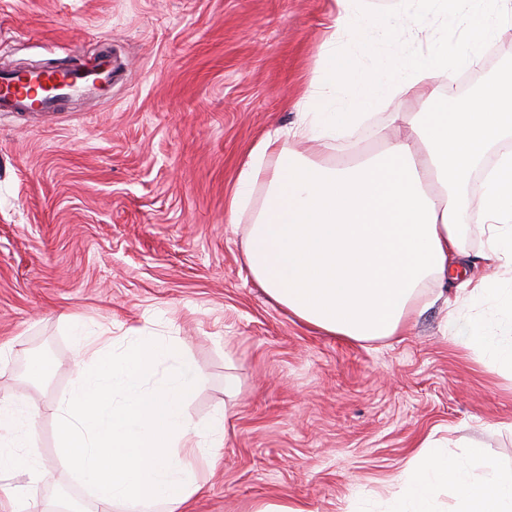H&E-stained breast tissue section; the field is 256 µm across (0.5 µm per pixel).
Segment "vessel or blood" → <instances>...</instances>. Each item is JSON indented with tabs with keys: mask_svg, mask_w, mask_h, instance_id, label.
<instances>
[{
	"mask_svg": "<svg viewBox=\"0 0 512 512\" xmlns=\"http://www.w3.org/2000/svg\"><path fill=\"white\" fill-rule=\"evenodd\" d=\"M112 84V64L86 73L70 65L25 75L0 74V112H54L61 99L82 90L105 89Z\"/></svg>",
	"mask_w": 512,
	"mask_h": 512,
	"instance_id": "b4317fda",
	"label": "vessel or blood"
}]
</instances>
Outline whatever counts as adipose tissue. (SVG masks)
<instances>
[{
	"label": "adipose tissue",
	"mask_w": 512,
	"mask_h": 512,
	"mask_svg": "<svg viewBox=\"0 0 512 512\" xmlns=\"http://www.w3.org/2000/svg\"><path fill=\"white\" fill-rule=\"evenodd\" d=\"M469 2L397 0V10L412 29L424 5L442 20L470 24ZM337 3L334 29L321 45L330 66L310 89L305 110L251 151L227 203L230 220H237L247 189L260 181L268 186L259 219L247 227L246 265L289 314L352 341L399 335L423 309L443 303L448 337L476 352L488 370L512 374V151L499 149L512 136V73L458 96L448 74L480 68L482 58L443 44L403 62L389 59L379 76L363 78L335 57L337 40L365 20L353 0ZM340 93L350 107L342 116L334 110ZM407 99L419 101L420 111H404ZM380 104L394 107L375 131L381 153L354 148L329 168L285 147L305 140L332 148ZM480 169L474 212L469 195ZM469 235L482 240L494 275L460 278L459 267L470 262ZM445 281L454 282L453 295L430 291V283ZM488 303L499 311L491 328L472 314ZM93 354L75 390L47 405L57 419L59 459L88 481L94 512H185L200 490L193 458L206 447L211 466H219L224 432L202 428L184 411L201 379L181 343L152 336L112 341ZM164 362L170 370L161 379ZM21 421L18 405L0 402V475L27 474V485L7 492L10 512H35L40 466ZM396 483L390 512H431L443 488L458 512H512V471L477 448L461 465L424 442Z\"/></svg>",
	"instance_id": "ef3b65f1"
}]
</instances>
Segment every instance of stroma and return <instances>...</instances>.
<instances>
[{
    "instance_id": "35a3bbf8",
    "label": "stroma",
    "mask_w": 512,
    "mask_h": 512,
    "mask_svg": "<svg viewBox=\"0 0 512 512\" xmlns=\"http://www.w3.org/2000/svg\"><path fill=\"white\" fill-rule=\"evenodd\" d=\"M370 26L337 42L358 74L386 53L473 40L492 52L480 83L512 67V30L419 23L414 42L395 0H361ZM336 0H0V68L112 56L101 97L58 112H0V399L39 409L29 437L44 465L38 499L90 504L84 480L57 461L45 401L78 380L80 338L175 336L203 382L185 402L206 424L234 413L187 512H253L275 499L306 512H387L395 478L424 439L465 461L483 449L512 467V377L447 339L435 305L400 335L354 342L311 328L249 275L244 227L266 196L257 185L238 223L226 200L252 149L289 125L323 68ZM388 108L318 153L350 142L379 150ZM238 376L233 399L224 376Z\"/></svg>"
}]
</instances>
